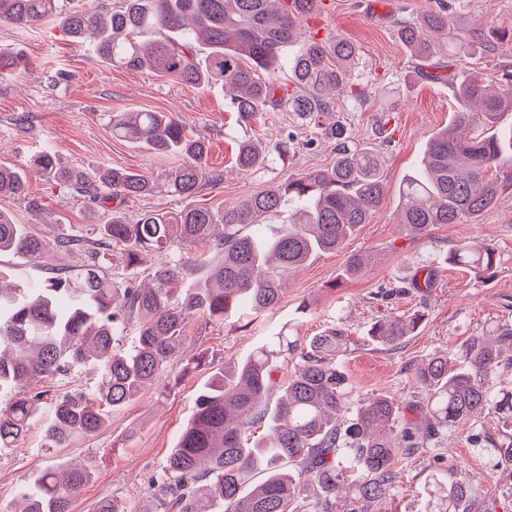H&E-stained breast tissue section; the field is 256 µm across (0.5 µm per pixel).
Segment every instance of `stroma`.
Instances as JSON below:
<instances>
[{"mask_svg": "<svg viewBox=\"0 0 512 512\" xmlns=\"http://www.w3.org/2000/svg\"><path fill=\"white\" fill-rule=\"evenodd\" d=\"M323 3L306 28L322 38L345 37L356 47L355 73L364 95L356 100L337 93V115L357 139L381 153L387 187L381 205L341 251L319 256L292 276L281 302L253 315L250 324H243L234 312L217 325L193 317L184 353L205 355L207 366L184 377L179 361L170 362L163 374L166 393L146 390L113 412L94 436L66 448L46 447L43 429L56 397L90 389L93 381L82 367L64 377L39 380L36 387L46 396L28 434L15 447L0 450V512L30 484L33 474L70 458L90 460L93 472L73 512H94L105 497L121 500L129 512H141L153 492V480L196 410V398L212 368L246 357L287 323H298L306 337L331 328L345 334L346 349L338 364L348 377L350 410L385 395L414 420L420 419L427 400L413 375L417 366L432 355L456 353L466 338L482 334L491 324L512 325V191L504 192L473 222L440 224L423 238L406 236L398 224L400 187L419 163L428 139L450 122L457 88L471 61L455 62L443 80L416 73L415 60L400 42L397 28L400 21L421 19L434 0ZM453 22L512 30V0H464ZM0 49L21 59L18 67L0 72V162L20 163L51 151L69 169L109 166L155 178L183 165L184 157L158 155L113 137L112 116L134 109L172 113L205 140L207 178L195 201L213 208L235 205L274 181L326 166L334 157L331 143L313 140L312 130L299 126L293 113L270 110L243 121L221 87L190 90L145 70L108 67L92 39L74 40L55 22L30 28L0 25ZM385 114L391 119L386 141L375 132L376 120ZM290 133L297 148L287 161L273 160L247 175L237 169L239 140L251 137L272 144ZM0 210L47 236L103 222L113 211L68 184L46 181L34 172L28 175L27 196H0ZM473 239L495 250L491 277L476 276L449 260L458 242ZM358 253L371 254L373 266L361 276H343L348 256ZM424 266L435 272L433 288L388 305L373 300L379 284L392 278L411 281ZM305 300L312 307L303 314L299 306ZM407 310L425 316L412 336L390 350L371 343L368 331L375 321ZM507 431L505 421L488 409L450 428L437 446L400 458L393 492L374 512H422L421 490L437 467L468 485L479 507L512 512V467L497 465L487 449L472 443L473 434L498 440Z\"/></svg>", "mask_w": 512, "mask_h": 512, "instance_id": "1", "label": "stroma"}]
</instances>
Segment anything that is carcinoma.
<instances>
[{
    "instance_id": "1",
    "label": "carcinoma",
    "mask_w": 512,
    "mask_h": 512,
    "mask_svg": "<svg viewBox=\"0 0 512 512\" xmlns=\"http://www.w3.org/2000/svg\"><path fill=\"white\" fill-rule=\"evenodd\" d=\"M459 7L461 0H441L420 20L400 23L399 38L412 56L432 58L442 36L450 63L492 53L495 39L512 41L509 31L451 32L449 15ZM321 8L322 0H120L110 12L80 6L64 12L60 0H0V24L27 27L57 17L70 37L94 39L100 57L115 67L146 70L191 90L220 84L244 121L284 105L301 125L333 141L336 153L332 164L290 175L222 211L151 210L129 221L114 208L105 224L50 237L0 210V254L22 255L36 264L74 250L84 256L82 265L54 266L41 281L0 285V391H15L0 407V449L13 447L39 413L45 392L34 384L64 376L78 364L94 370L95 385L55 399L44 438L49 447L62 448L94 435L107 423L103 409L122 408L156 384L181 353L192 317L222 323L233 304L252 313L275 307L292 273L343 249L379 207L385 191L381 156L355 141L336 119L329 97L337 88L354 99L363 96L354 72L355 46L339 36L311 40L300 56L275 66L279 48L302 36L308 18ZM458 97L452 122L428 141L420 166L400 189L399 224L414 238L437 224L472 221L512 186L511 173H498L512 167L502 142L505 136L512 142V129L503 134L494 128L499 115L512 109V71H503L494 90L474 71L459 85ZM112 136L190 162L168 172L160 184L112 167L65 169L56 154L45 152L24 164H0V195H26L29 170L50 182H67L102 204L151 195L161 187L182 198L198 194L207 144L177 117L123 112L112 116ZM293 141L291 134L272 146L240 141L238 170L255 172L274 154L285 158ZM492 169L497 174H489ZM289 204L299 207V220L274 235L257 230ZM202 240L212 249L191 269L161 259L176 244ZM114 255L128 269L158 257L149 273L152 286L113 280L108 264ZM449 260L478 275L492 274L496 264L493 247L481 240L460 243ZM370 264L371 257L353 254L346 272L360 275ZM433 285L430 270L422 280L385 282L374 298L392 300ZM423 319L417 312L388 315L372 325L370 339L394 347ZM131 324L136 336L128 348L121 337ZM344 341L336 329L306 338L298 325H285L246 358L213 371L194 417L153 480L143 512H288L292 501L310 494L317 512H333L338 499L347 502L346 512H374L391 495L393 469L407 449L433 444L455 423L488 408L512 420V389L496 383L500 369L512 362L502 349L512 341V325L492 324L487 334L470 337L456 362L434 355L417 367L429 415L428 428L420 432L385 395L345 418L347 378L336 364ZM285 361L293 371L267 416L261 407ZM266 416L267 431L251 433ZM487 445L498 462L512 464V436ZM259 473L264 480L246 490ZM90 477L84 463L48 467L12 512H72ZM423 496L425 512H472L467 486L446 472L432 475Z\"/></svg>"
}]
</instances>
